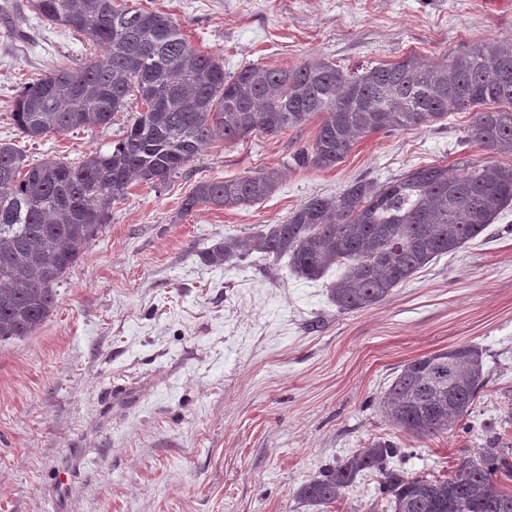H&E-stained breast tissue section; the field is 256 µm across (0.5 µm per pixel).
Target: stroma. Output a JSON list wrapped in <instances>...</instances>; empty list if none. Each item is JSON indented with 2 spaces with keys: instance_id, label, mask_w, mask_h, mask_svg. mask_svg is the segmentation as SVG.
Instances as JSON below:
<instances>
[{
  "instance_id": "stroma-1",
  "label": "stroma",
  "mask_w": 512,
  "mask_h": 512,
  "mask_svg": "<svg viewBox=\"0 0 512 512\" xmlns=\"http://www.w3.org/2000/svg\"><path fill=\"white\" fill-rule=\"evenodd\" d=\"M0 19V141L36 163L121 139L110 124L23 137L10 116L37 73L100 56L82 33L44 21L29 0ZM166 13L226 73L294 67L311 57L352 69L416 54L427 62L490 39L512 41V0H125ZM470 113L357 140L329 169L287 168L317 121L212 142L165 184L136 183L57 288L41 329L0 343V512H308L296 490L378 439L401 445L394 468L443 474L482 448L512 391V208L456 252L435 258L384 303L338 313L324 283L258 254L231 271L200 251L279 224L313 196L380 183L425 165L457 174L489 152L463 145ZM281 171L258 203L182 204L198 182ZM483 352L489 383L467 432L427 438L379 409L401 365L457 344ZM71 479L60 484L62 469Z\"/></svg>"
}]
</instances>
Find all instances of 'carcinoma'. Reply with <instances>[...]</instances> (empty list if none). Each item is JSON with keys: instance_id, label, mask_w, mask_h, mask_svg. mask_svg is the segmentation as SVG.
Returning a JSON list of instances; mask_svg holds the SVG:
<instances>
[{"instance_id": "cac0c4a2", "label": "carcinoma", "mask_w": 512, "mask_h": 512, "mask_svg": "<svg viewBox=\"0 0 512 512\" xmlns=\"http://www.w3.org/2000/svg\"><path fill=\"white\" fill-rule=\"evenodd\" d=\"M47 21L84 33L104 53L39 75L15 98L12 120L32 141L53 133L105 126L135 96L124 136L77 162L25 155L0 142V342L35 335L57 305L56 286L83 258L106 224L112 203L135 181L156 186L186 167L216 139L276 135L314 115L316 138L291 157L299 169L332 168L360 134L401 130L470 112L466 142L512 154V44L485 41L437 63L410 55L344 71L309 60L293 68L247 65L233 75L224 61L198 52L168 15L116 0H30ZM281 173L199 182L183 212L250 205L267 197ZM512 206V165L465 163L448 175L422 166L383 184L359 180L336 197H313L281 224L248 237L229 235L200 253L230 270L258 253L288 257L299 278L320 280L339 313L388 300L434 258L477 238ZM489 381L483 352L470 343L401 366L379 407L389 424L413 437L454 430L470 416ZM476 456L461 454L448 475L422 476L389 466L400 446L376 440L328 466L295 497L328 512L357 477L378 481L369 512H512V448L495 427Z\"/></svg>"}]
</instances>
